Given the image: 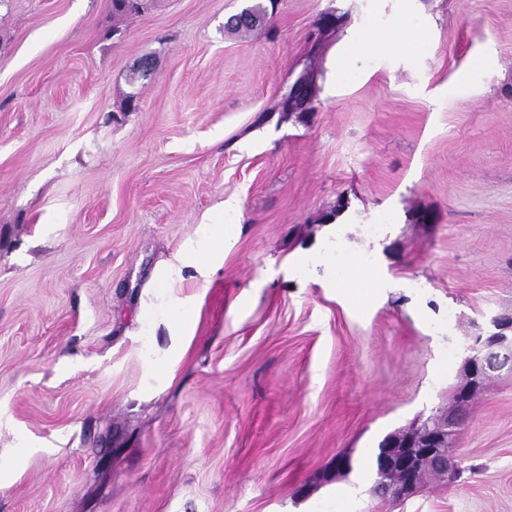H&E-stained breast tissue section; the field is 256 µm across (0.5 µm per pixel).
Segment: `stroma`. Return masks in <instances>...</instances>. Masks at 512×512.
<instances>
[{"label":"stroma","instance_id":"35a3bbf8","mask_svg":"<svg viewBox=\"0 0 512 512\" xmlns=\"http://www.w3.org/2000/svg\"><path fill=\"white\" fill-rule=\"evenodd\" d=\"M246 4L0 0V512H315L339 489L345 512H512L506 369L455 482L397 502L361 471L512 313V0H277L227 29ZM403 20L417 53L332 89L349 36ZM306 72L313 111H282ZM227 200L240 233L204 277L181 257ZM315 247L367 256L369 306L296 264ZM343 453L359 471L320 483ZM113 19L129 15L143 14L150 10L154 0H111ZM266 16V8L257 3L255 5L245 7L238 15L230 20L231 27L235 29H251L262 23Z\"/></svg>","mask_w":512,"mask_h":512}]
</instances>
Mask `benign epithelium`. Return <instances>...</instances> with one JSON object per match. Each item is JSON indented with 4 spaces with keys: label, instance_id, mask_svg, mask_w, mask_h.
<instances>
[{
    "label": "benign epithelium",
    "instance_id": "7a95c632",
    "mask_svg": "<svg viewBox=\"0 0 512 512\" xmlns=\"http://www.w3.org/2000/svg\"><path fill=\"white\" fill-rule=\"evenodd\" d=\"M307 77L298 78L288 92L290 104L303 107L308 103ZM494 332L478 341L464 366L465 384L456 388L454 405L446 412L435 415V420H427L422 428L401 441L390 435L385 442L378 479L373 493L379 497L407 500L417 495L426 485L428 472L439 470L453 477L450 467L452 455L451 437L461 429L470 413L471 398L484 386L491 373L503 367L512 366V316L500 315L492 319ZM397 472L406 474L401 482L393 480Z\"/></svg>",
    "mask_w": 512,
    "mask_h": 512
}]
</instances>
